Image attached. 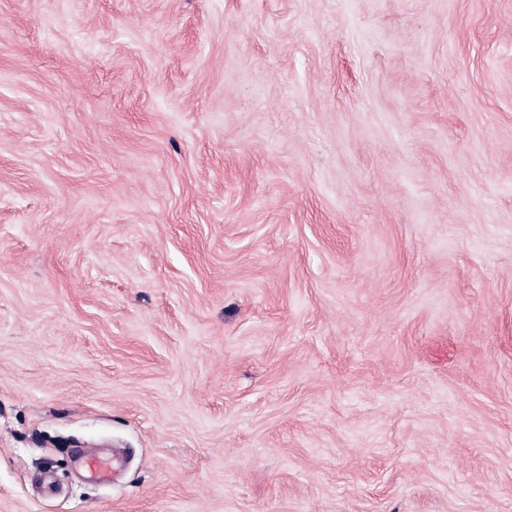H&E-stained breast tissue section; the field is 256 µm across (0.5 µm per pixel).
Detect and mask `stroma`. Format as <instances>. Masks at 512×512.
<instances>
[{
  "label": "stroma",
  "instance_id": "obj_1",
  "mask_svg": "<svg viewBox=\"0 0 512 512\" xmlns=\"http://www.w3.org/2000/svg\"><path fill=\"white\" fill-rule=\"evenodd\" d=\"M0 512H512V0H0Z\"/></svg>",
  "mask_w": 512,
  "mask_h": 512
}]
</instances>
